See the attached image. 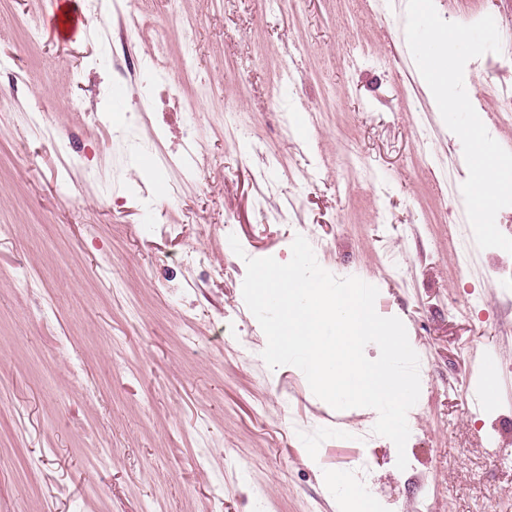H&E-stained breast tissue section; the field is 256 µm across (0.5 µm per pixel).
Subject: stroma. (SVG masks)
Wrapping results in <instances>:
<instances>
[{
	"label": "stroma",
	"instance_id": "obj_1",
	"mask_svg": "<svg viewBox=\"0 0 512 512\" xmlns=\"http://www.w3.org/2000/svg\"><path fill=\"white\" fill-rule=\"evenodd\" d=\"M76 3L63 41L54 0H0V512H512V399L473 407L512 384V254L471 236L405 0ZM435 7L512 45V0ZM464 84L512 151V69ZM299 234L406 327V469L376 412L261 356L244 259ZM74 3L72 0H57L52 15V24L57 36L62 40L70 39L78 26L79 17L75 8L64 11L60 16V6L64 3Z\"/></svg>",
	"mask_w": 512,
	"mask_h": 512
}]
</instances>
